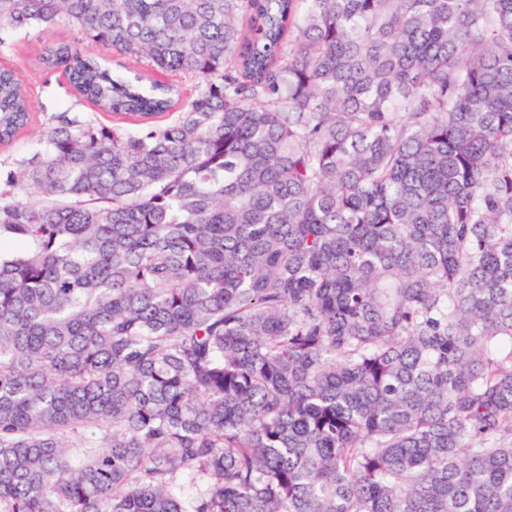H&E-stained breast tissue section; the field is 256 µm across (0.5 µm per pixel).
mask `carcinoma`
I'll list each match as a JSON object with an SVG mask.
<instances>
[{
    "label": "carcinoma",
    "mask_w": 512,
    "mask_h": 512,
    "mask_svg": "<svg viewBox=\"0 0 512 512\" xmlns=\"http://www.w3.org/2000/svg\"><path fill=\"white\" fill-rule=\"evenodd\" d=\"M61 20L113 124L0 161V512H512V0H0V48Z\"/></svg>",
    "instance_id": "1"
}]
</instances>
